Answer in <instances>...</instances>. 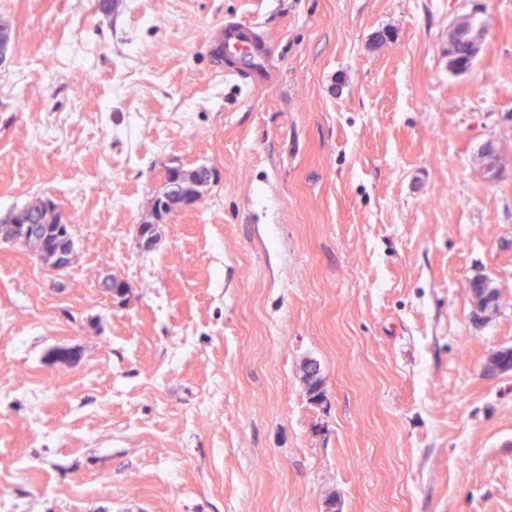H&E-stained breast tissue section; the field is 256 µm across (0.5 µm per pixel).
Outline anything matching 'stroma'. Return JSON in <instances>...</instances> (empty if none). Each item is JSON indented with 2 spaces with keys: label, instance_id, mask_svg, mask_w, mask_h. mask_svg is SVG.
<instances>
[{
  "label": "stroma",
  "instance_id": "35a3bbf8",
  "mask_svg": "<svg viewBox=\"0 0 512 512\" xmlns=\"http://www.w3.org/2000/svg\"><path fill=\"white\" fill-rule=\"evenodd\" d=\"M228 17L261 22L270 83L216 73ZM0 23V215L52 197L76 241L61 275L0 243V512H512V371L484 374L512 348V0H0ZM62 39L97 53L16 82ZM170 166L216 179L145 250ZM479 27L483 29L482 22L472 17L468 21L467 27L462 29L454 42L453 35L448 38V46L453 42V47L448 49V70L454 74L468 72L471 69V58L469 55V42L473 29ZM467 288L480 311H485L497 305L498 292L486 278L478 277L468 281Z\"/></svg>",
  "mask_w": 512,
  "mask_h": 512
}]
</instances>
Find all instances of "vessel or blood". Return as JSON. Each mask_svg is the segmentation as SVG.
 I'll return each instance as SVG.
<instances>
[{"mask_svg":"<svg viewBox=\"0 0 512 512\" xmlns=\"http://www.w3.org/2000/svg\"><path fill=\"white\" fill-rule=\"evenodd\" d=\"M261 34L259 23L228 18L223 24L211 26L204 42L215 48L220 59L236 58L238 65L232 69V76L255 87L268 82L271 77L264 52L256 45Z\"/></svg>","mask_w":512,"mask_h":512,"instance_id":"vessel-or-blood-1","label":"vessel or blood"}]
</instances>
